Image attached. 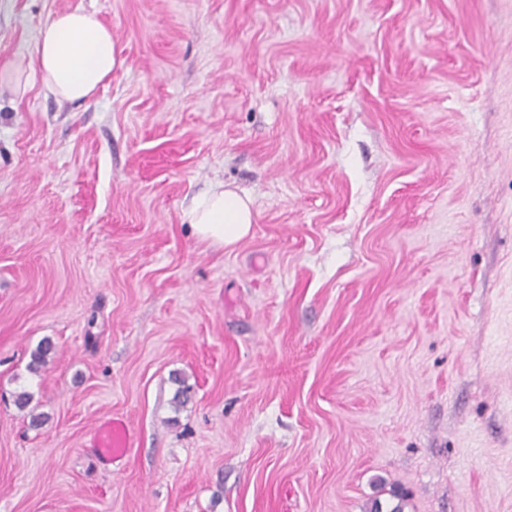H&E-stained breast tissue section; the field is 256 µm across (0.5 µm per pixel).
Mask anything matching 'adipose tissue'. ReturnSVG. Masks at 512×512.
I'll use <instances>...</instances> for the list:
<instances>
[{
	"mask_svg": "<svg viewBox=\"0 0 512 512\" xmlns=\"http://www.w3.org/2000/svg\"><path fill=\"white\" fill-rule=\"evenodd\" d=\"M35 64L49 93L84 102L111 80L117 49L94 14L76 9L53 15L41 28ZM185 218L201 239L220 247L248 236L254 222L250 198L221 186L196 198Z\"/></svg>",
	"mask_w": 512,
	"mask_h": 512,
	"instance_id": "ef3b65f1",
	"label": "adipose tissue"
}]
</instances>
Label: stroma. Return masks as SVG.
Segmentation results:
<instances>
[{"mask_svg": "<svg viewBox=\"0 0 512 512\" xmlns=\"http://www.w3.org/2000/svg\"><path fill=\"white\" fill-rule=\"evenodd\" d=\"M73 9L119 51L80 103L10 70ZM392 490L512 512V0H0V512ZM197 235L220 247L232 246L248 236L254 224L251 200L220 184L196 198L185 212ZM132 446L130 432L122 420L112 419L105 422L95 433L93 447L108 462L121 459Z\"/></svg>", "mask_w": 512, "mask_h": 512, "instance_id": "stroma-1", "label": "stroma"}]
</instances>
